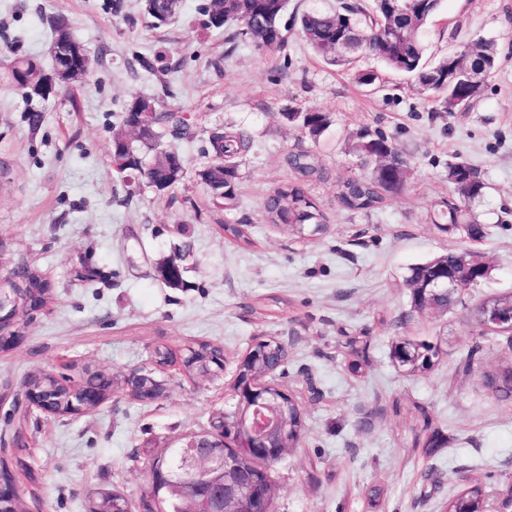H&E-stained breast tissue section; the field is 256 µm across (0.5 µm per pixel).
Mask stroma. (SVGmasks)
I'll list each match as a JSON object with an SVG mask.
<instances>
[{"label": "stroma", "mask_w": 512, "mask_h": 512, "mask_svg": "<svg viewBox=\"0 0 512 512\" xmlns=\"http://www.w3.org/2000/svg\"><path fill=\"white\" fill-rule=\"evenodd\" d=\"M206 2L183 0L181 15L157 26L143 0H123L117 17L104 0H0V54L10 47L49 63L47 20L57 14L89 53L85 82L44 104L35 127L21 94L0 81V283L28 265L53 285L42 308L19 311L20 342L0 350V458L28 467L18 475L21 512H86L102 490L142 512L153 457L233 411L237 364L268 337L288 351L272 379L296 396L305 421L298 446L267 468L275 512H440L465 473L512 481V399L485 382L512 365V347L487 343L473 373L456 369L477 307L512 294V0H442L428 33L433 54L480 39L498 52L478 101L451 115L431 111L400 73L386 72L376 90L357 84L294 31L277 55L225 41L204 25ZM135 94L187 118L185 134L159 142L186 159L174 189L127 193L112 167L113 116ZM291 108L334 122L315 142L282 120ZM366 127L392 136L414 173L363 215L339 196L358 172L346 143ZM218 128L251 141L229 211L196 178ZM298 152L322 170L304 186L327 218L316 237L264 220L266 197L297 180L288 157ZM456 156L487 184L473 211L490 232L474 248L490 274L454 308L419 313L408 267L463 246L432 222ZM227 219L247 223L252 246L225 238ZM180 250L189 253L187 285L165 287L156 268ZM349 335L368 345L359 375L343 362ZM399 336L437 338L439 363L404 374L389 355ZM198 341L223 349V372L192 377L169 366L158 370L166 391L152 402L115 388L78 415L32 411L26 447L13 446L7 415L35 372L66 365L77 379L89 369L113 380L152 368L156 345L178 353ZM427 417L452 437L428 458L414 446Z\"/></svg>", "instance_id": "35a3bbf8"}]
</instances>
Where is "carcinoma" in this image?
I'll list each match as a JSON object with an SVG mask.
<instances>
[{"label": "carcinoma", "instance_id": "obj_1", "mask_svg": "<svg viewBox=\"0 0 512 512\" xmlns=\"http://www.w3.org/2000/svg\"><path fill=\"white\" fill-rule=\"evenodd\" d=\"M288 0H208L202 8L207 17L206 26L228 32L231 40L253 45L266 54H278L288 44V28L281 27V18ZM441 0H340L334 8L312 7L305 10L299 20L298 33L324 63L346 70H354L355 64L369 57L384 68L410 76L436 105L435 111L450 114L460 111L458 100L466 99L467 107L480 96L485 83L471 80L476 68L485 69L490 76L497 68V52L493 43L477 41L450 52L437 60L427 56L425 28L440 10ZM181 10L177 0H145L146 13L159 25L175 19ZM61 71L70 74L67 85L84 80L89 71V57L83 55L76 62L68 55V49L57 45L51 52V66L46 68L34 57H16L5 68V78L16 85L19 76L35 86H40L46 74ZM356 81L367 87L377 84L378 70H354ZM28 104V121L36 127L42 120L41 109L35 103L47 102L54 95H23ZM283 120L291 127L304 132L312 140L321 138L332 125L329 112L316 110H290L282 113ZM183 118L175 112H159L152 98L132 96L112 127V165L120 173L139 174L147 164V154L155 149L159 129L163 126L180 127ZM212 161L197 176L217 201L224 202L230 210L236 204L239 179V158L246 154L250 142L240 132L214 131L209 137ZM348 153L359 161L362 173L344 182L340 201L344 208L369 214L384 201V193L399 190L411 170L410 162L399 152L393 138L379 130L364 129L348 145ZM160 168L150 171L148 186L165 191L179 185L185 177V160L177 150L161 154ZM290 165L304 177L318 176L317 167L309 154L294 155ZM448 183L458 197H450L434 214L433 224L445 232L457 233L464 242H477L487 235V227L473 212V204L480 201L486 183L478 170L468 160L459 156L448 161ZM264 212L271 224H291L303 236L314 237L326 230V218L307 197L299 182L288 183L270 194L264 201ZM245 223L226 221L224 234L245 244L251 240L243 230ZM186 255L177 252L161 265L168 271L162 283L168 288H182L185 284L184 265ZM466 272L459 285L453 288L427 289L430 282L441 283L447 278ZM489 266L483 257L470 250L441 254L409 268L405 286L410 293L411 307L422 312L426 309L447 310L454 306L461 292L486 279ZM51 285L37 270L27 266L14 273L11 288L0 301L9 309L17 301L29 300L37 305L43 302ZM477 340L463 353L458 370L464 374L473 372L483 343L509 331L496 332L481 320H475ZM440 342L432 338L399 336L392 343L390 357L394 366L404 373L416 375L432 370L440 360ZM368 347L352 338L343 345V359L348 371L358 375L368 364ZM222 350L207 342L190 347V356L184 360V369L191 375L210 373L221 358ZM288 354L278 341L270 338L263 344L262 358L249 357L240 362L237 379L241 383L258 381L265 373L262 362L284 366ZM99 378L88 375L82 384L91 386ZM487 383L500 397L512 398V367L505 368L487 378ZM80 384V385H82ZM131 396L142 392L161 394L163 381L155 374L138 373L125 380ZM80 385L73 383L63 373L45 372L35 382V388L51 400V409L58 416L70 412V398L79 394ZM424 430L415 439L422 451L434 455L447 447L450 437L432 426L425 409ZM280 429L288 446L296 447L303 432L304 422L298 404L288 402ZM443 512H512V482H504L492 489L480 477L465 479L463 489L448 497Z\"/></svg>", "mask_w": 512, "mask_h": 512}]
</instances>
